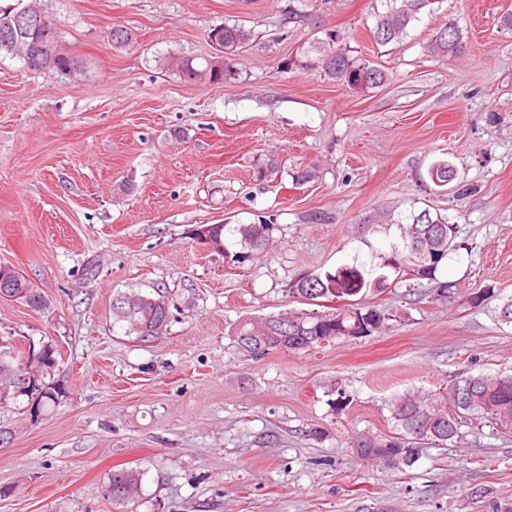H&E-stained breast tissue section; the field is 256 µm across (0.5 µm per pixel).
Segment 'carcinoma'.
<instances>
[{
	"label": "carcinoma",
	"mask_w": 512,
	"mask_h": 512,
	"mask_svg": "<svg viewBox=\"0 0 512 512\" xmlns=\"http://www.w3.org/2000/svg\"><path fill=\"white\" fill-rule=\"evenodd\" d=\"M382 9L374 12L375 24L370 35L378 46H386L404 40L413 23L420 15L435 11L441 0H380ZM16 13L14 5H0V55L16 56L26 67L31 48L47 45L57 53L61 64L74 71L80 68L79 59L65 50L52 22L40 26L34 21L12 26L5 20ZM323 37L316 39L311 58L304 53L289 59V65L305 70H319L325 75L355 90L366 91L381 87L387 81V73L374 62L349 54L343 46L346 37L333 28L320 30ZM214 55L196 64L192 59L175 58L171 66L188 82L208 80L222 83L234 74V60L240 49L250 40V32L239 25L215 26L207 34ZM466 48L464 28L460 19L450 15L448 21L436 29L425 46L427 55L442 60L460 57ZM456 172L446 160L435 161L428 170L432 184L437 188L448 186V178ZM382 220L397 224L401 230L402 248H393L373 267L354 263L335 271L308 273L294 279L288 288L293 298L305 300L342 299L358 297V302L327 311L297 312L291 315H269L260 319H243L234 329L239 346L250 357H263L285 347L287 352L309 349L340 338L369 336L387 326L389 317L382 308L363 303L369 295L378 296L392 286L390 274L396 278L435 282L432 289L436 300L455 301L458 286L453 281H438L439 267L454 251L455 225L448 217L428 209L410 211L405 216L382 214ZM273 225L259 224H212L210 237L214 251H226V239L239 237L242 251L236 253L235 262L249 260L251 253L266 248ZM12 267L0 265V287L19 295V301L34 310H44L45 297L24 278L8 274ZM166 296L161 294L157 302L152 296L140 293H118L112 300L115 320L125 323V333L136 336L140 342H151L160 336L169 320L170 312ZM44 360L36 385L24 394L27 402L34 403L38 414L50 410L58 400L57 388L46 382L57 363L59 350L45 340L39 341ZM394 435L358 436L353 448L358 457L382 460L394 466H412L426 445H445L454 442L460 427L467 419L477 415L494 419L500 424L512 426V374L479 373L460 376L455 382L430 397L405 394L392 404ZM143 472L133 468L112 471L103 491L104 499L118 509L125 505L141 486Z\"/></svg>",
	"instance_id": "carcinoma-1"
}]
</instances>
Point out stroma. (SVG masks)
<instances>
[{"label": "stroma", "mask_w": 512, "mask_h": 512, "mask_svg": "<svg viewBox=\"0 0 512 512\" xmlns=\"http://www.w3.org/2000/svg\"><path fill=\"white\" fill-rule=\"evenodd\" d=\"M290 0H40L79 72L30 70L0 56V264L48 305L0 299V336H46L61 351V396L31 417L0 405V512H113L114 467L143 473L125 512H512V428L477 419L457 443L409 467L360 459L357 434L389 435L391 407L469 372L512 373V0H442L387 46L368 36L372 0H312L352 55L383 66L385 86L354 93L288 68L312 45L287 22ZM456 13L460 58L428 57ZM251 33L221 84L187 82L170 58L211 53L210 28ZM130 46L114 47L112 27ZM449 160L466 194L434 192ZM277 172H270V163ZM314 176L296 184L298 168ZM424 208L456 226L437 277L376 297L386 329L286 355L245 356L244 318L304 311L288 287L307 273L376 265L400 242L383 211ZM272 221L267 248L202 251L199 224ZM163 287L166 331L151 343L112 316L120 292ZM493 289L471 306L467 294Z\"/></svg>", "instance_id": "obj_1"}]
</instances>
